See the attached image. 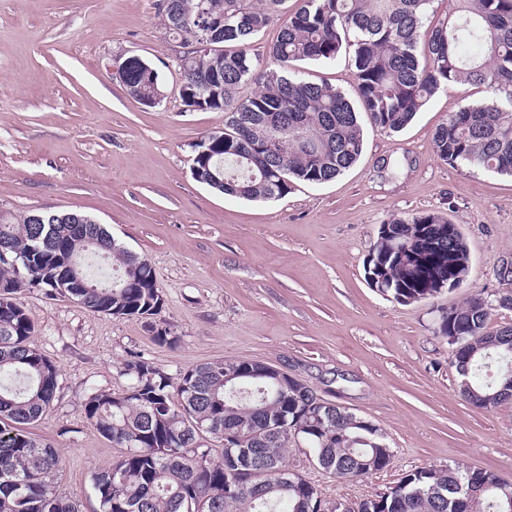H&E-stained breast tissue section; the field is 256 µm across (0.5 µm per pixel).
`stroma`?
<instances>
[{
    "label": "stroma",
    "mask_w": 512,
    "mask_h": 512,
    "mask_svg": "<svg viewBox=\"0 0 512 512\" xmlns=\"http://www.w3.org/2000/svg\"><path fill=\"white\" fill-rule=\"evenodd\" d=\"M162 0H0V212L77 211L151 264L163 307L143 320L106 316L34 290L22 301L38 348L56 363L51 408L32 427L64 460L57 487L96 512L92 476L120 456L84 418L93 391L125 390L124 362L141 355L171 378L218 359L279 366L321 398L366 418L393 450L381 472L344 481L288 450V466L318 490L325 512L396 486L423 467L493 470L512 481V402L495 410L462 395L441 314L468 296L493 303L489 330L512 325V177L448 164L433 134L449 113L486 99L451 84L397 133L363 123L364 151L343 175L293 183L279 199L247 201L195 181L192 145L223 129L222 111L180 96L181 39ZM131 56L160 74L148 107L116 73ZM308 80L354 95L347 57L304 63ZM441 214L463 232L470 273L435 298L405 304L372 288L365 267L380 227Z\"/></svg>",
    "instance_id": "obj_1"
}]
</instances>
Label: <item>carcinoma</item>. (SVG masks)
Masks as SVG:
<instances>
[{"label": "carcinoma", "instance_id": "1", "mask_svg": "<svg viewBox=\"0 0 512 512\" xmlns=\"http://www.w3.org/2000/svg\"><path fill=\"white\" fill-rule=\"evenodd\" d=\"M167 0L166 28L190 45L205 17L212 48L179 64L184 104L223 110L224 129L192 145L200 174L224 180L222 193L270 201L296 180L322 184L352 167L364 149L362 118L387 132L407 127L450 83L482 86L486 101L448 115L433 137L437 157L512 176V0H453L432 21L434 0ZM279 24L261 65L251 54L258 35ZM352 50L356 99L332 84L307 80L296 64L331 62ZM245 81L258 85L232 104ZM124 87L144 105L164 97L160 75L140 57L128 63ZM283 146L267 155L273 137ZM367 277L402 303L459 287L470 254L457 225L439 214L395 217L382 225ZM40 289L95 312L140 318L148 326L162 297L148 260L112 239L102 224H75L69 213L51 224L14 222L0 213V512H83L58 493L60 450L25 430L50 409L58 367L34 343L21 295ZM491 303L480 294L442 312L440 333L467 374L463 396L475 407L512 401V326L487 330ZM131 383L121 393L94 391L84 418L125 448L92 476L98 512H322L305 478L281 483L288 443L301 438L322 469L354 481L385 469L392 448L372 422L321 399L307 384L284 385L250 360L220 359L186 369L173 381L142 356L124 363ZM220 442L215 455L198 432ZM269 469L266 489L252 470ZM333 512H512V482L491 470L423 467L390 491Z\"/></svg>", "mask_w": 512, "mask_h": 512}]
</instances>
